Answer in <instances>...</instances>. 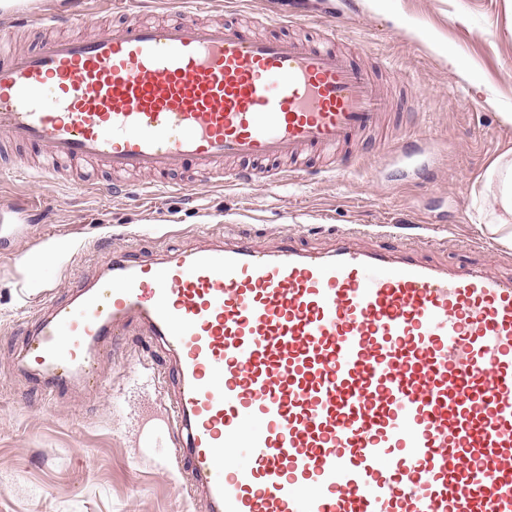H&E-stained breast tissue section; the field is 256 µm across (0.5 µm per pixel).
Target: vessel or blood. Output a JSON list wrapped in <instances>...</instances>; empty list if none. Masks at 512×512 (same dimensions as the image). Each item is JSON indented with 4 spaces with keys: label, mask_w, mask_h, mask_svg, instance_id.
<instances>
[{
    "label": "vessel or blood",
    "mask_w": 512,
    "mask_h": 512,
    "mask_svg": "<svg viewBox=\"0 0 512 512\" xmlns=\"http://www.w3.org/2000/svg\"><path fill=\"white\" fill-rule=\"evenodd\" d=\"M87 23L18 10L0 19V136L95 163L115 194L129 173L167 184L242 162L278 182L281 160L336 157L381 117L369 74L336 28L302 41L234 21ZM43 32L16 52V31ZM175 357L174 398L144 438L183 459L207 512H512V277L359 247H204L111 255L40 320L25 351L51 394L96 381L100 347L131 323ZM234 449L225 458L224 449Z\"/></svg>",
    "instance_id": "obj_1"
}]
</instances>
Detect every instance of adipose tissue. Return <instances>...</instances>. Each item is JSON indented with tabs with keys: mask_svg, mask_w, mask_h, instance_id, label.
<instances>
[{
	"mask_svg": "<svg viewBox=\"0 0 512 512\" xmlns=\"http://www.w3.org/2000/svg\"><path fill=\"white\" fill-rule=\"evenodd\" d=\"M475 198L492 196V209L475 206L478 227L500 244L512 245V148L492 160L473 184Z\"/></svg>",
	"mask_w": 512,
	"mask_h": 512,
	"instance_id": "1",
	"label": "adipose tissue"
}]
</instances>
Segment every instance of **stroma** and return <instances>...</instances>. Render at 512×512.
<instances>
[{
	"label": "stroma",
	"instance_id": "35a3bbf8",
	"mask_svg": "<svg viewBox=\"0 0 512 512\" xmlns=\"http://www.w3.org/2000/svg\"><path fill=\"white\" fill-rule=\"evenodd\" d=\"M335 24L350 61L388 93L382 137L329 174L240 185L197 183L191 197L142 190L115 196L76 173L46 181L0 171V512H206L182 461L157 464L143 428L173 397L160 383L151 339L138 326L98 364L100 384L48 397L19 365L46 276L70 295L110 254L154 253L223 235L271 249L285 241L331 248L348 229L394 224L399 237L367 234L369 248L418 242L422 260L512 275V250L472 221L477 176L506 145L512 125V0H300ZM425 142L429 162L395 166L388 145ZM40 265H33V258ZM136 370L141 387L127 392Z\"/></svg>",
	"mask_w": 512,
	"mask_h": 512
}]
</instances>
